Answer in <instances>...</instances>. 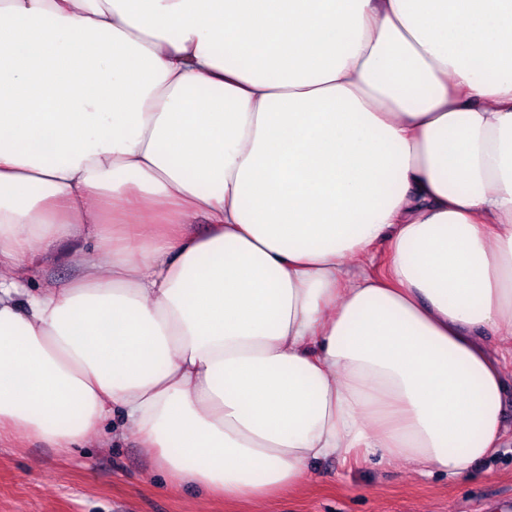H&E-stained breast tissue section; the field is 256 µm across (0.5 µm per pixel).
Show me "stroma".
I'll use <instances>...</instances> for the list:
<instances>
[{
    "instance_id": "35a3bbf8",
    "label": "stroma",
    "mask_w": 512,
    "mask_h": 512,
    "mask_svg": "<svg viewBox=\"0 0 512 512\" xmlns=\"http://www.w3.org/2000/svg\"><path fill=\"white\" fill-rule=\"evenodd\" d=\"M92 241L60 243L45 269L61 285ZM506 447L470 474L420 476L405 463L327 458L266 512H512V369L501 395ZM0 512H253L244 501L206 498L170 484L137 436L104 429L61 452L17 431L0 441Z\"/></svg>"
}]
</instances>
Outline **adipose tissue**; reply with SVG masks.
I'll use <instances>...</instances> for the list:
<instances>
[{"mask_svg": "<svg viewBox=\"0 0 512 512\" xmlns=\"http://www.w3.org/2000/svg\"><path fill=\"white\" fill-rule=\"evenodd\" d=\"M503 355L512 0H0V439L117 414L256 504L332 456L462 476ZM94 243L85 239H73L60 243L55 251L52 262L45 269V277L55 285L66 283L76 272L75 258L84 251L91 250ZM39 279V282H43Z\"/></svg>", "mask_w": 512, "mask_h": 512, "instance_id": "1", "label": "adipose tissue"}]
</instances>
